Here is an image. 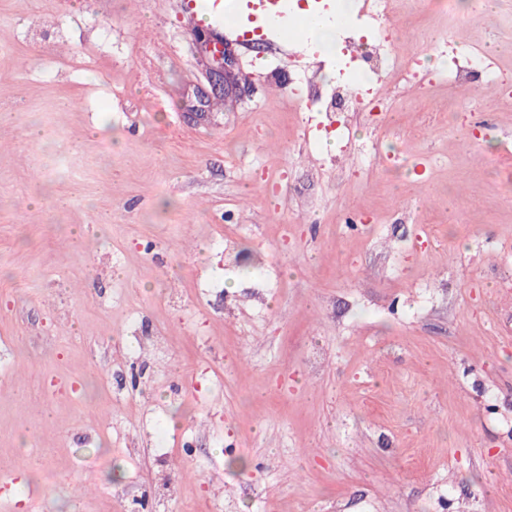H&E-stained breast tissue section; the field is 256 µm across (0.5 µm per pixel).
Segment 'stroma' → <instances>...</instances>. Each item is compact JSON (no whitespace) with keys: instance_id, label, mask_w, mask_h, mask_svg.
<instances>
[{"instance_id":"35a3bbf8","label":"stroma","mask_w":512,"mask_h":512,"mask_svg":"<svg viewBox=\"0 0 512 512\" xmlns=\"http://www.w3.org/2000/svg\"><path fill=\"white\" fill-rule=\"evenodd\" d=\"M211 6L0 0V512H512V0H389L351 112ZM384 29L372 31L373 42L368 44L366 51L360 56V70L362 77L368 74H378L383 67L391 69V72L400 79L414 75L419 66L417 57L397 58L391 57L387 50L388 39ZM217 66L210 72L212 91L224 96H238L241 82L238 77L239 61L232 43L224 42V51L216 57Z\"/></svg>"}]
</instances>
